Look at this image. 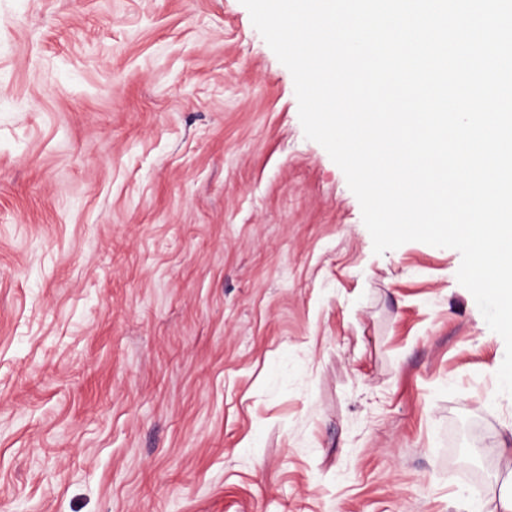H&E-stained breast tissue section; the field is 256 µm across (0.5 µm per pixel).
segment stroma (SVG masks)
<instances>
[{
	"mask_svg": "<svg viewBox=\"0 0 512 512\" xmlns=\"http://www.w3.org/2000/svg\"><path fill=\"white\" fill-rule=\"evenodd\" d=\"M460 264L374 253L241 0H0V512H501Z\"/></svg>",
	"mask_w": 512,
	"mask_h": 512,
	"instance_id": "35a3bbf8",
	"label": "stroma"
}]
</instances>
